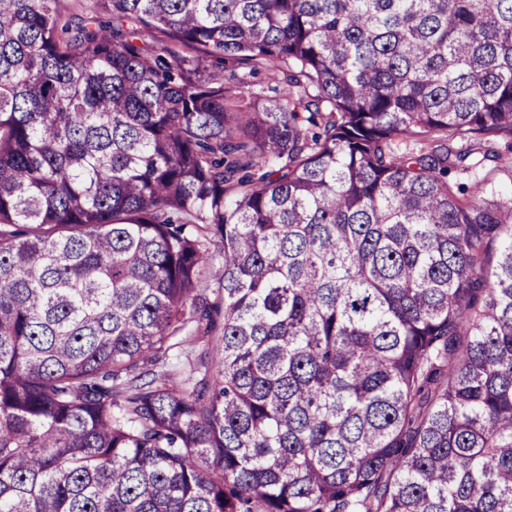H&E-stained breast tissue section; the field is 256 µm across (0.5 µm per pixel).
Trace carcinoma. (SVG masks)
I'll return each instance as SVG.
<instances>
[{"label":"carcinoma","instance_id":"cac0c4a2","mask_svg":"<svg viewBox=\"0 0 512 512\" xmlns=\"http://www.w3.org/2000/svg\"><path fill=\"white\" fill-rule=\"evenodd\" d=\"M495 140L512 0H0V512H512Z\"/></svg>","mask_w":512,"mask_h":512}]
</instances>
